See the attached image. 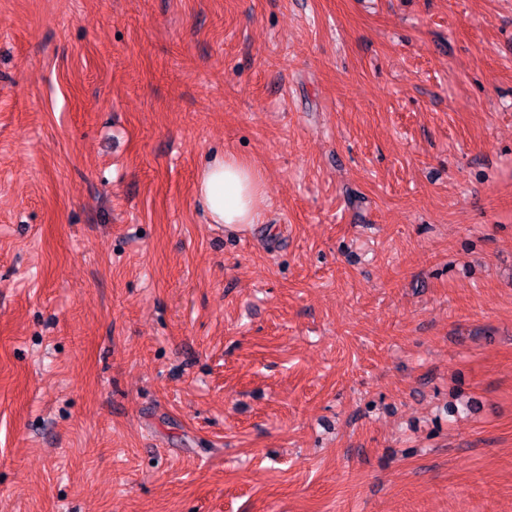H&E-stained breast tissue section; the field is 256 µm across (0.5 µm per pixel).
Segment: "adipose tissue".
<instances>
[{
    "instance_id": "ef3b65f1",
    "label": "adipose tissue",
    "mask_w": 512,
    "mask_h": 512,
    "mask_svg": "<svg viewBox=\"0 0 512 512\" xmlns=\"http://www.w3.org/2000/svg\"><path fill=\"white\" fill-rule=\"evenodd\" d=\"M196 196L209 223L238 229L263 219L261 175L235 154H224L200 168Z\"/></svg>"
}]
</instances>
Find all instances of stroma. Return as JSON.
<instances>
[{
    "mask_svg": "<svg viewBox=\"0 0 512 512\" xmlns=\"http://www.w3.org/2000/svg\"><path fill=\"white\" fill-rule=\"evenodd\" d=\"M0 512H512V0H0ZM196 196L211 224L238 229L263 219L261 174L233 153L214 158L199 169Z\"/></svg>",
    "mask_w": 512,
    "mask_h": 512,
    "instance_id": "1",
    "label": "stroma"
}]
</instances>
